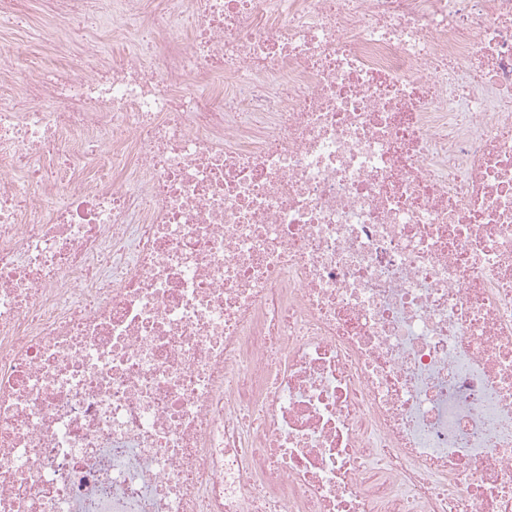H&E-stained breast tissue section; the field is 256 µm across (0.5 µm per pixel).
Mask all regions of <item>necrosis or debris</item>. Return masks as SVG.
Returning <instances> with one entry per match:
<instances>
[{
  "instance_id": "1",
  "label": "necrosis or debris",
  "mask_w": 512,
  "mask_h": 512,
  "mask_svg": "<svg viewBox=\"0 0 512 512\" xmlns=\"http://www.w3.org/2000/svg\"><path fill=\"white\" fill-rule=\"evenodd\" d=\"M90 1L0 51V512H512V0ZM85 35L86 36H95L101 41L105 42V32L104 28L97 23V19L94 16H90L88 19H86L84 23V30L77 35H73L68 43V51L73 54L77 55L81 53L85 48Z\"/></svg>"
}]
</instances>
